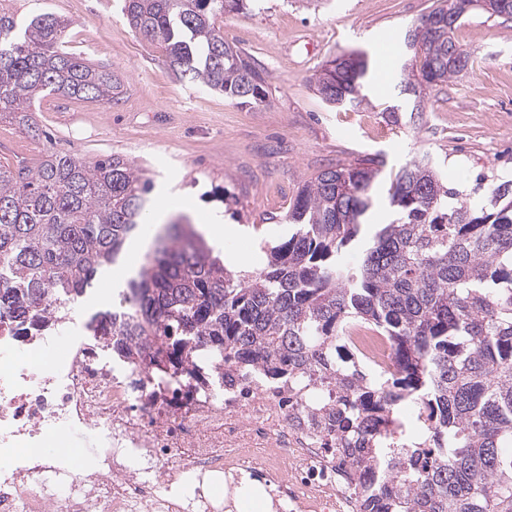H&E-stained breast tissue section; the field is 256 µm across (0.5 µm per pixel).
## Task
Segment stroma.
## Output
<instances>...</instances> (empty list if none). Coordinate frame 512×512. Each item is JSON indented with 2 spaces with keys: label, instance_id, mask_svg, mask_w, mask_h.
<instances>
[{
  "label": "stroma",
  "instance_id": "obj_1",
  "mask_svg": "<svg viewBox=\"0 0 512 512\" xmlns=\"http://www.w3.org/2000/svg\"><path fill=\"white\" fill-rule=\"evenodd\" d=\"M18 18L48 9L68 22L71 50L108 66L122 87L109 103L44 97L32 117L38 138L0 123V161L37 167L47 154H116L147 169L153 207L181 200L184 218L221 215L231 233L215 249L250 273L265 259L258 240L288 234L282 217L322 170L380 153L386 173L428 159L464 197L512 177V20L475 14L455 31L467 71L426 89L421 110L390 118L402 39L437 0H264L262 9L217 18L224 38L266 73V102L242 108L180 80L160 45L132 29L122 0H7ZM361 51L373 67L367 100L334 106L318 96L317 70ZM234 196L225 212L221 195Z\"/></svg>",
  "mask_w": 512,
  "mask_h": 512
}]
</instances>
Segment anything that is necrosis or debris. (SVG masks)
<instances>
[{
  "mask_svg": "<svg viewBox=\"0 0 512 512\" xmlns=\"http://www.w3.org/2000/svg\"><path fill=\"white\" fill-rule=\"evenodd\" d=\"M40 330L0 317V512H224L242 477L276 512H357L356 472L323 417L336 386L194 358L158 377L113 355L93 312L52 293ZM347 345L379 368L389 339L357 326ZM82 437L91 459L56 449Z\"/></svg>",
  "mask_w": 512,
  "mask_h": 512,
  "instance_id": "1",
  "label": "necrosis or debris"
}]
</instances>
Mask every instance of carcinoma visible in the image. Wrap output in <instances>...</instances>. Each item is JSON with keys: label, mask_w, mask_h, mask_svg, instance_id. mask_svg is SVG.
Segmentation results:
<instances>
[{"label": "carcinoma", "mask_w": 512, "mask_h": 512, "mask_svg": "<svg viewBox=\"0 0 512 512\" xmlns=\"http://www.w3.org/2000/svg\"><path fill=\"white\" fill-rule=\"evenodd\" d=\"M263 0H125L128 24L165 50L177 76L262 106L266 79L248 53L224 40L217 15ZM474 0H440L422 21L428 36L409 47L398 74L405 95L459 75L448 49ZM68 23L40 11L20 23L0 3V121L37 136L29 112L58 94L110 102L119 78L64 48ZM336 79H316L326 103L366 100L370 63L334 59ZM378 156L328 168L288 208L296 226L261 246L256 273L227 267L203 236L175 225L127 283L132 320L100 326L112 349L143 354L167 339L151 364L159 376L205 351L298 385L336 381V444L357 471L385 477L359 487V512H512V179L485 198L448 203L459 192L434 166L412 159L387 190L391 219L347 259L377 193ZM152 181L112 155L94 161L45 156L36 170L0 163V313L31 319L44 295L80 297L146 231ZM375 328L395 367L370 370L348 350L349 327Z\"/></svg>", "instance_id": "cac0c4a2"}]
</instances>
